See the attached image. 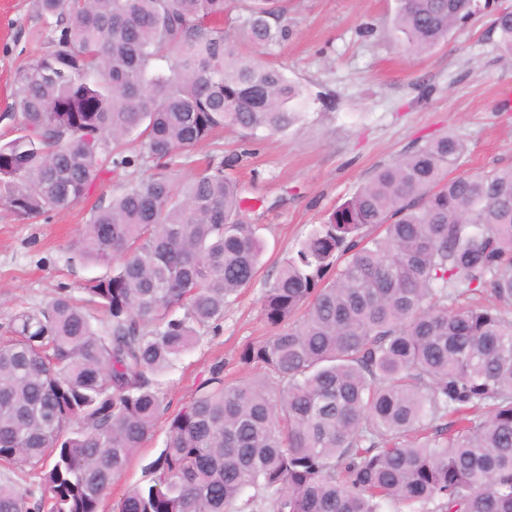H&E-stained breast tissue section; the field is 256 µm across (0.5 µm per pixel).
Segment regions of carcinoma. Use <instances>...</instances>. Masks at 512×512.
<instances>
[{
    "label": "carcinoma",
    "instance_id": "1",
    "mask_svg": "<svg viewBox=\"0 0 512 512\" xmlns=\"http://www.w3.org/2000/svg\"><path fill=\"white\" fill-rule=\"evenodd\" d=\"M33 7L43 51L14 74L0 208L66 211L107 173L153 172L79 241L107 270L87 287L107 319L60 291L0 339V512H101L169 410L158 377L219 331L264 251L224 158L187 177L188 152L224 128L284 133L309 99L217 26L236 9L244 40L278 45L285 0ZM483 12L512 53L499 0H398L392 34L422 54ZM465 153L420 145L314 225L263 293L274 334L238 355L262 375L214 364L113 512H512V167L459 173Z\"/></svg>",
    "mask_w": 512,
    "mask_h": 512
}]
</instances>
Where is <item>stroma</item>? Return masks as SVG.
Masks as SVG:
<instances>
[{
    "label": "stroma",
    "instance_id": "35a3bbf8",
    "mask_svg": "<svg viewBox=\"0 0 512 512\" xmlns=\"http://www.w3.org/2000/svg\"><path fill=\"white\" fill-rule=\"evenodd\" d=\"M396 0H288L287 41L259 52L310 95L306 114L287 134L232 130L190 152L187 173H200L207 156H238L232 170L246 195L261 199L248 216L267 248L251 286L232 295L218 333L207 334L161 377L172 408L196 394L210 366L224 360L225 380L260 375L238 361L241 347L268 336L260 314L266 283L312 225L350 199L375 169L427 140L452 134L467 153L463 167L512 166V55L497 46L490 19L454 28L429 53L409 56L390 35ZM31 0H0V136L21 114L12 97L16 68L38 50ZM121 177L104 175L66 212L18 220L0 210V334L19 310L44 305L59 289L83 298L101 267L79 262L75 248L91 211L119 192ZM168 435L158 422L112 485L111 500L141 484L145 467Z\"/></svg>",
    "mask_w": 512,
    "mask_h": 512
}]
</instances>
